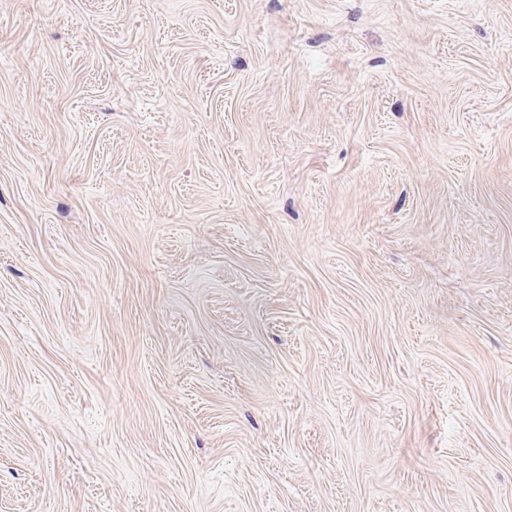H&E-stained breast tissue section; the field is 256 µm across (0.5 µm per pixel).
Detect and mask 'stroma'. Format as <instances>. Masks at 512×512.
I'll use <instances>...</instances> for the list:
<instances>
[{
	"label": "stroma",
	"instance_id": "obj_1",
	"mask_svg": "<svg viewBox=\"0 0 512 512\" xmlns=\"http://www.w3.org/2000/svg\"><path fill=\"white\" fill-rule=\"evenodd\" d=\"M0 512H512V0H0Z\"/></svg>",
	"mask_w": 512,
	"mask_h": 512
}]
</instances>
